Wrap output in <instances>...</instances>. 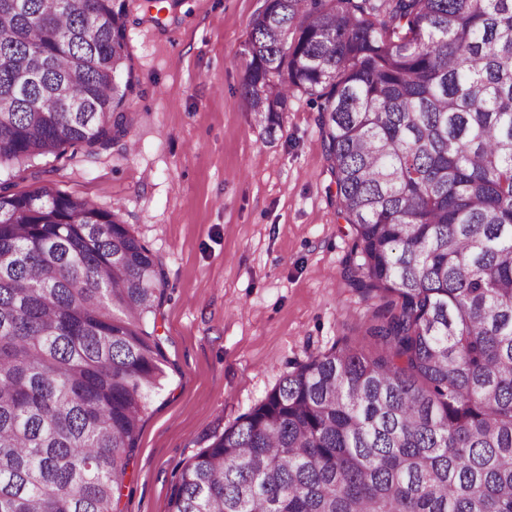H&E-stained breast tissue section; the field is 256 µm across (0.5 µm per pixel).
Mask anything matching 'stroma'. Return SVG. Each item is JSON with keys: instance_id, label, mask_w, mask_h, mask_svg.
<instances>
[{"instance_id": "1", "label": "stroma", "mask_w": 512, "mask_h": 512, "mask_svg": "<svg viewBox=\"0 0 512 512\" xmlns=\"http://www.w3.org/2000/svg\"><path fill=\"white\" fill-rule=\"evenodd\" d=\"M263 0H132L139 93L123 144L0 170L118 212L162 263L163 389L144 416L121 512H170L182 468L295 364L360 343L368 305L344 277L352 244L308 95L267 137L240 95Z\"/></svg>"}]
</instances>
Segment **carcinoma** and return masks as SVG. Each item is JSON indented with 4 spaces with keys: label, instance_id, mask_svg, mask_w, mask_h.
<instances>
[{
    "label": "carcinoma",
    "instance_id": "1",
    "mask_svg": "<svg viewBox=\"0 0 512 512\" xmlns=\"http://www.w3.org/2000/svg\"><path fill=\"white\" fill-rule=\"evenodd\" d=\"M128 0H0V167L126 138ZM241 97L318 107L371 348L297 365L171 512H512V0H264ZM161 262L118 215L0 185V512H119L166 373Z\"/></svg>",
    "mask_w": 512,
    "mask_h": 512
}]
</instances>
